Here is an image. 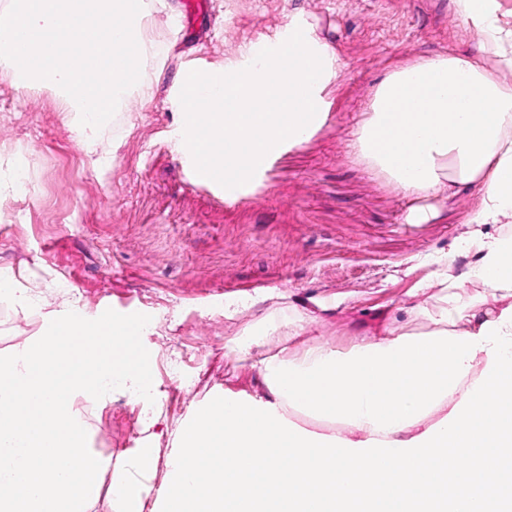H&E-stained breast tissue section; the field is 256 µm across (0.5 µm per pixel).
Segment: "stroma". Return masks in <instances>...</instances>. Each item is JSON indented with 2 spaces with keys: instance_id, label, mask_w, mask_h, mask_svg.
<instances>
[{
  "instance_id": "obj_1",
  "label": "stroma",
  "mask_w": 512,
  "mask_h": 512,
  "mask_svg": "<svg viewBox=\"0 0 512 512\" xmlns=\"http://www.w3.org/2000/svg\"><path fill=\"white\" fill-rule=\"evenodd\" d=\"M202 2L192 16L185 0H153L141 78L89 142L54 89L15 82L0 64V176L23 168L32 183L29 195L0 200V269L40 301L23 313L0 304V353L69 304L89 319L108 309L149 316L153 403L113 390L93 402L88 430L89 448L116 463L150 447L142 512L161 508L178 422L218 394L271 400L256 356L236 358L228 345L271 312L265 350L288 359L313 345L346 352L395 321L428 332L408 313L413 295L436 258L468 269L473 256L460 245L480 206L472 189L404 195L352 146L396 65L476 53L479 37L452 0ZM296 18L340 63L326 122L307 142L281 146L226 205L183 154L179 77L244 68ZM415 207L432 218L409 223ZM300 317L304 330L281 342Z\"/></svg>"
}]
</instances>
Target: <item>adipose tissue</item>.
I'll return each mask as SVG.
<instances>
[{
	"label": "adipose tissue",
	"instance_id": "ef3b65f1",
	"mask_svg": "<svg viewBox=\"0 0 512 512\" xmlns=\"http://www.w3.org/2000/svg\"><path fill=\"white\" fill-rule=\"evenodd\" d=\"M453 4L478 56L393 69L355 137L403 194L478 190L473 264L456 275L439 261L431 301L411 308L429 333L400 323L344 353L260 357L273 401L217 396L175 430L164 512H512V24L498 0ZM490 395L495 410H479ZM296 411L333 431L300 427ZM452 454L465 475L449 470ZM490 469L497 480L483 483Z\"/></svg>",
	"mask_w": 512,
	"mask_h": 512
}]
</instances>
